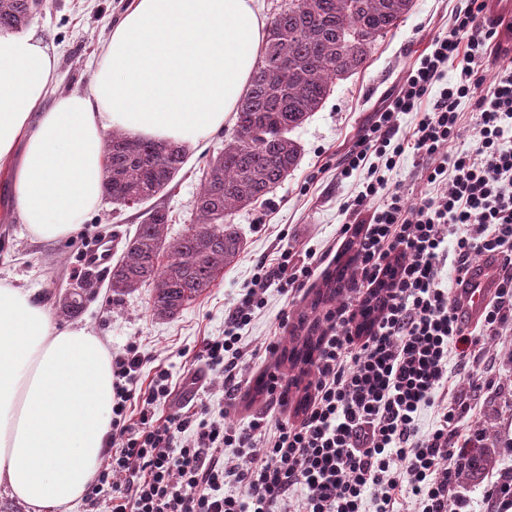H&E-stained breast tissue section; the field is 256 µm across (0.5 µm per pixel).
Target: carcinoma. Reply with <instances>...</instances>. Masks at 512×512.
<instances>
[{
	"mask_svg": "<svg viewBox=\"0 0 512 512\" xmlns=\"http://www.w3.org/2000/svg\"><path fill=\"white\" fill-rule=\"evenodd\" d=\"M48 0H0V30L27 26ZM413 0H289L267 28L261 56L236 112V128L204 169L191 202L194 224L167 239L169 212L151 206L112 268L115 296L151 289L153 316L171 318L196 301L244 251L230 217L272 193L297 168L301 150L289 133L318 111L336 81L363 68L378 38L398 27ZM187 158L183 147L108 134L105 193L117 206L146 203L164 193ZM349 265L325 283L336 298ZM318 338L290 340L291 369L310 375Z\"/></svg>",
	"mask_w": 512,
	"mask_h": 512,
	"instance_id": "obj_1",
	"label": "carcinoma"
}]
</instances>
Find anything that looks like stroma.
Wrapping results in <instances>:
<instances>
[{"mask_svg":"<svg viewBox=\"0 0 512 512\" xmlns=\"http://www.w3.org/2000/svg\"><path fill=\"white\" fill-rule=\"evenodd\" d=\"M129 0H50L45 14L32 20L57 55V89L68 92L88 87L108 26L127 7ZM459 0H414L398 28L378 39L369 63L362 70L338 81L322 107L312 113L291 137L301 148L298 167L272 193L237 212L233 218L244 241L239 260L226 268L223 279L198 300L172 318L152 316L148 308V289L116 297L108 287L107 275L95 277L84 309L75 316L64 314L60 297L76 287L86 268L85 250L95 238L111 240L113 258H120L126 238L140 224L141 206L115 208L102 200L89 213L82 229L71 238L46 243L31 238L12 213L11 188L0 176V277H12L19 285L36 289L48 301L58 324L88 327L113 355L123 354L130 341H139L147 357L140 378L149 382L155 366H165L178 387L173 404L198 397L223 404L226 425L242 427L255 416L297 423L302 419L298 400L303 388L289 386L286 404L268 397L226 400L224 378L210 375L202 387L184 383L193 354L207 336L224 333V317L242 296L259 262L275 266L281 249L296 255L315 254L313 275L301 291L285 297L278 288H268L264 310L246 327L244 334L251 347H264L275 331L285 338L303 336L311 327L326 329L337 302L317 303L316 298L328 276L334 275L337 262L330 252L339 248V227L344 217L342 205L361 188L359 176L341 178L337 167L360 129L368 125L375 112L394 94L405 73L425 53L431 40L445 34ZM232 125L212 135L199 146L190 148L186 163L157 201L172 218L170 236L182 235L190 224V204L200 186L207 161L223 148L232 133ZM388 188L403 192L409 201L431 196L436 187L427 182L412 156H405L393 170L385 172ZM287 329H280V321ZM471 375H489L491 384L472 388L468 378H455L459 395L470 398L475 406L468 420L480 431L481 446L490 460L484 474L462 477L460 495L468 501L470 512H494L482 495L484 479L497 478L512 469V326L501 328L487 341Z\"/></svg>","mask_w":512,"mask_h":512,"instance_id":"1","label":"stroma"}]
</instances>
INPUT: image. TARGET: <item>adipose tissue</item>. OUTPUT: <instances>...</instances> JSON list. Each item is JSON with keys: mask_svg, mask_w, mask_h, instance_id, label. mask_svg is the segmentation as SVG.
Instances as JSON below:
<instances>
[{"mask_svg": "<svg viewBox=\"0 0 512 512\" xmlns=\"http://www.w3.org/2000/svg\"><path fill=\"white\" fill-rule=\"evenodd\" d=\"M267 30L254 0H133L88 89L54 91L34 30H0V171L27 233L78 231L106 182L107 132L195 144L237 111ZM112 368L101 339L57 327L34 289L0 279V493L26 512H74L102 462Z\"/></svg>", "mask_w": 512, "mask_h": 512, "instance_id": "1", "label": "adipose tissue"}]
</instances>
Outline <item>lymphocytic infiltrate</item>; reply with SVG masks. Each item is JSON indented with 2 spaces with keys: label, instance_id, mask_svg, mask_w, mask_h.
<instances>
[{
  "label": "lymphocytic infiltrate",
  "instance_id": "1",
  "mask_svg": "<svg viewBox=\"0 0 512 512\" xmlns=\"http://www.w3.org/2000/svg\"><path fill=\"white\" fill-rule=\"evenodd\" d=\"M481 0H464L447 34L405 76L398 91L344 155L340 174L365 172L358 194L347 201L341 235L355 251V309L338 314L324 331L309 398L299 423L254 417L246 426H225L223 411L206 402L176 406L168 370L141 384L145 355L129 343L112 365V422L104 460L88 496L107 512H289L305 490L301 512H464L467 500L454 489L466 461L464 407L442 402L450 359L466 360L482 337L512 323V66L490 80L475 68L495 54L497 31L483 25ZM458 63L456 81L442 79ZM475 100L479 140L456 152L457 107ZM418 120L395 140L398 114ZM429 165L436 196L409 204L387 191L368 162L393 170L404 153ZM498 261L501 281L487 305L480 335L467 333L458 302L440 277L453 258L466 273L473 256ZM310 263L283 250L276 270L258 265L250 286L224 319V333L205 338L196 370L224 374V395L236 399L248 382L238 364L248 352L243 331L279 283L283 294L303 287ZM138 419H130L131 407ZM435 417L428 431L419 421ZM237 451L226 458L225 449ZM234 493H226L225 485Z\"/></svg>",
  "mask_w": 512,
  "mask_h": 512
}]
</instances>
